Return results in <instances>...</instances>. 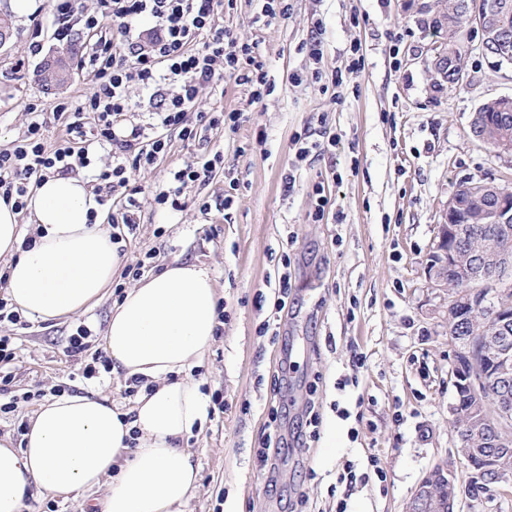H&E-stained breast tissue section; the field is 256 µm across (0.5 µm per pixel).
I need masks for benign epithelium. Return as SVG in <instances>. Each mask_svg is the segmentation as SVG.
<instances>
[{"label":"benign epithelium","instance_id":"1","mask_svg":"<svg viewBox=\"0 0 512 512\" xmlns=\"http://www.w3.org/2000/svg\"><path fill=\"white\" fill-rule=\"evenodd\" d=\"M463 8L467 23L481 32L478 49L497 66L511 63L512 35L499 22L505 4L489 0L481 10H473L466 3ZM475 197L485 201L478 221L496 224L502 237H512V186L480 180L465 195L459 186L448 201L443 223L438 225L434 252L438 261L434 267L435 281L448 288V328L462 322V313L469 322L465 334L457 338L448 376L451 384L467 387L475 398L473 423L495 439L496 448L483 457L484 466L478 473L490 500L512 484V473L502 465V459L512 453V402L507 393L512 384V346L501 339L512 325V303H489L486 289L492 284L504 296L512 292V253L485 246L475 233L462 236V225L455 220ZM486 357L493 360L495 384L502 392L499 402L490 408L479 398L484 384L480 360ZM454 486L455 477L448 464L434 467L421 481L408 512H456Z\"/></svg>","mask_w":512,"mask_h":512}]
</instances>
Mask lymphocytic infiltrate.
I'll return each mask as SVG.
<instances>
[{
	"instance_id": "lymphocytic-infiltrate-1",
	"label": "lymphocytic infiltrate",
	"mask_w": 512,
	"mask_h": 512,
	"mask_svg": "<svg viewBox=\"0 0 512 512\" xmlns=\"http://www.w3.org/2000/svg\"><path fill=\"white\" fill-rule=\"evenodd\" d=\"M221 0H97L86 9L80 0H53L54 36L71 39L74 23L96 32L97 40L81 62L94 88L90 95L56 103L51 112L64 133L56 144H47L46 122L40 103L26 104L32 118L22 136L0 149V199L24 211L31 179L68 176L91 163L89 149L107 146L112 163L102 170L127 230H134L142 189L130 185L128 168L151 167L168 147V134L187 143L201 129L220 126L237 130L236 111L188 114L203 90L222 89L225 81L247 88L252 102H263L272 85L265 63L254 43L240 41L219 19ZM150 28H142V21ZM148 94L158 130L149 134L120 126L131 110L133 94ZM222 154L191 163L172 174L168 187L155 191V201L180 211L189 194L208 182Z\"/></svg>"
}]
</instances>
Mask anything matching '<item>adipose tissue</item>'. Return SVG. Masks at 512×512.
Masks as SVG:
<instances>
[{"mask_svg": "<svg viewBox=\"0 0 512 512\" xmlns=\"http://www.w3.org/2000/svg\"><path fill=\"white\" fill-rule=\"evenodd\" d=\"M95 194L73 177L41 180L28 199L32 244L0 200V258L13 309L45 322L87 312L117 274L108 232L89 221ZM217 292L208 269L171 262L128 288L108 318L103 347L124 378L145 382L129 411L105 391L46 399L22 447L0 439V512H22L32 491L98 487L101 512H185L199 468L184 442L202 429L208 398L192 375L215 340Z\"/></svg>", "mask_w": 512, "mask_h": 512, "instance_id": "1", "label": "adipose tissue"}]
</instances>
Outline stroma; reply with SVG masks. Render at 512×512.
Returning <instances> with one entry per match:
<instances>
[{
    "label": "stroma",
    "instance_id": "obj_1",
    "mask_svg": "<svg viewBox=\"0 0 512 512\" xmlns=\"http://www.w3.org/2000/svg\"><path fill=\"white\" fill-rule=\"evenodd\" d=\"M257 0L224 9L226 28L257 43L275 89L260 104L245 87L228 81L223 93L203 91L195 111L242 112L237 131L202 132L192 143L171 136L168 150L147 169L127 172L142 187L136 231L120 243L124 264L156 252L153 273L173 261L209 268L224 305L217 336L196 375L206 395H223V413H209L189 438L199 482L186 512H336L334 486L346 461L366 465L378 455L386 481L369 477L355 486L348 512H407L422 478L435 466L453 465L460 512H484L466 488L472 474L457 458L459 440L449 406L448 291L437 286L431 265L437 226L460 182L491 178L512 183V157L491 152L469 135L474 112L486 100L512 96V65L495 66L477 51V29L465 32L470 51L462 83L442 85L434 69L448 55L444 0H292L285 19L256 23ZM35 15L14 23L10 44L0 48V147L25 130L27 103L46 107L87 95L92 84L74 69L68 84L51 87L34 75L42 56H30L33 36L46 53L60 50L53 37L48 0H35ZM321 27L323 68L341 71L344 96L331 102L310 79L309 59L298 47ZM365 66L346 70L351 45ZM265 150H247L255 130ZM335 134V150L308 158L293 190L283 178L292 166L291 138L306 131ZM224 156L194 201L181 212L153 201L170 170L197 159ZM332 205L312 219L316 187ZM233 193L224 208L225 193ZM211 211L201 215L198 202ZM291 259L292 303L280 334L259 327L273 313L274 280L283 257ZM117 299L114 288L85 314L59 321L0 324L18 358L11 373L12 412L0 415V436L20 442L21 428L39 397L85 394L104 388L121 410L133 399L121 375L100 372L84 379L65 354L73 329L86 324L93 348H101ZM366 357L355 366L354 354ZM357 387H340L341 379ZM34 398L22 401L21 395ZM363 406H356L357 397ZM318 415L317 436L295 441L307 405ZM349 418L338 414L339 408ZM287 440L277 475L264 462L268 435ZM95 489L68 497L37 494L23 512H89Z\"/></svg>",
    "mask_w": 512,
    "mask_h": 512
}]
</instances>
